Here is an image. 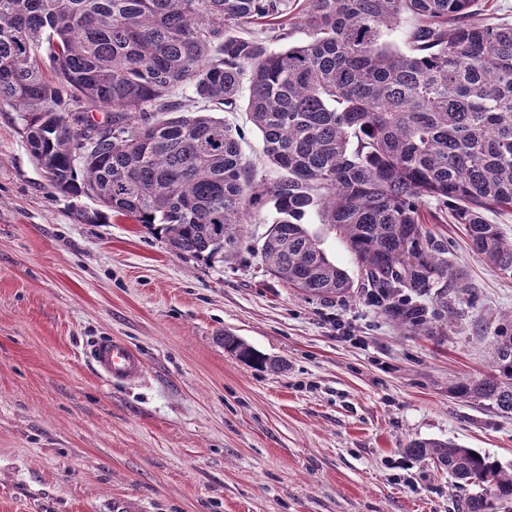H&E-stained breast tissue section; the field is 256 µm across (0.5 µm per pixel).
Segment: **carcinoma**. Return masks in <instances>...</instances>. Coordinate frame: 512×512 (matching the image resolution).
<instances>
[{
	"mask_svg": "<svg viewBox=\"0 0 512 512\" xmlns=\"http://www.w3.org/2000/svg\"><path fill=\"white\" fill-rule=\"evenodd\" d=\"M475 0H305L308 39L290 44V0H0V106L52 186L164 237L178 256L236 253L271 208V274L322 298L351 293L304 227L344 241L376 306L395 322L448 323L465 274L430 230L435 199L487 265L512 275V239L485 214L512 210V24L476 19ZM401 29L408 50L386 36ZM246 110L274 176L257 180L239 129ZM427 296L432 313L406 307ZM224 349L279 363L238 337ZM490 373L448 386L512 414V313L490 341ZM406 453L477 488L465 512H512V468L438 439Z\"/></svg>",
	"mask_w": 512,
	"mask_h": 512,
	"instance_id": "carcinoma-1",
	"label": "carcinoma"
}]
</instances>
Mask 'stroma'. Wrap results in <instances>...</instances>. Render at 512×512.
<instances>
[{
	"mask_svg": "<svg viewBox=\"0 0 512 512\" xmlns=\"http://www.w3.org/2000/svg\"><path fill=\"white\" fill-rule=\"evenodd\" d=\"M258 177L271 171L245 109ZM94 200L54 189L19 114L0 107V512H459L448 473L409 457L434 438L512 465V416L451 397L486 370L512 311L494 271L451 217L429 229L471 290L448 327L398 328L366 297L342 239L306 228L355 284L300 294L260 255L269 213L224 261L177 256ZM238 336L278 369L224 349ZM109 336L138 350L139 377L108 382L87 357Z\"/></svg>",
	"mask_w": 512,
	"mask_h": 512,
	"instance_id": "35a3bbf8",
	"label": "stroma"
}]
</instances>
